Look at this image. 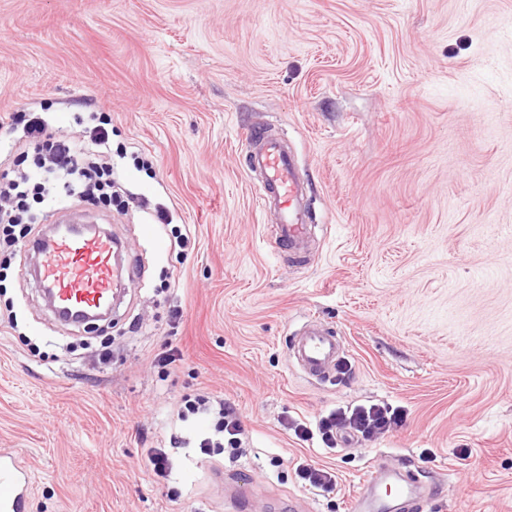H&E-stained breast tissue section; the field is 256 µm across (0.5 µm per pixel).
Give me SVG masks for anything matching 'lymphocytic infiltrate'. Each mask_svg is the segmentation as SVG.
<instances>
[{"label":"lymphocytic infiltrate","instance_id":"lymphocytic-infiltrate-1","mask_svg":"<svg viewBox=\"0 0 512 512\" xmlns=\"http://www.w3.org/2000/svg\"><path fill=\"white\" fill-rule=\"evenodd\" d=\"M33 149V165L15 179L0 186V245L13 251L27 243L35 217L32 204L49 210L59 202L73 199L93 204L112 200V165L106 161L109 148L110 118H100L90 131L89 142L53 137L44 120L20 112L14 117ZM191 414L213 415L214 437L201 440V448H220L237 444L241 431L235 410L207 397L187 402Z\"/></svg>","mask_w":512,"mask_h":512}]
</instances>
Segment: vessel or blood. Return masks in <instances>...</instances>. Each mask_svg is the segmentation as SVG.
I'll list each match as a JSON object with an SVG mask.
<instances>
[{
	"instance_id": "obj_1",
	"label": "vessel or blood",
	"mask_w": 512,
	"mask_h": 512,
	"mask_svg": "<svg viewBox=\"0 0 512 512\" xmlns=\"http://www.w3.org/2000/svg\"><path fill=\"white\" fill-rule=\"evenodd\" d=\"M247 168L263 178L260 202L279 215L276 242L289 253L301 254L309 238L304 201L308 182L280 141L255 131ZM33 264L28 273L49 294L54 315H77L97 310L111 301L126 273L116 262L118 243L99 229L51 227L48 235L28 246ZM290 354L309 376L324 378L341 360L340 341L331 328L309 323L290 341ZM30 492L25 466L16 454L0 449V512H23Z\"/></svg>"
}]
</instances>
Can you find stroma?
Segmentation results:
<instances>
[{
    "instance_id": "35a3bbf8",
    "label": "stroma",
    "mask_w": 512,
    "mask_h": 512,
    "mask_svg": "<svg viewBox=\"0 0 512 512\" xmlns=\"http://www.w3.org/2000/svg\"><path fill=\"white\" fill-rule=\"evenodd\" d=\"M23 111L68 137L110 113L124 204L63 213L134 270L92 326L58 322L19 263L0 280L26 512H349L379 455L423 486L417 512H512V0H0V124ZM253 128L312 183L305 261L259 205ZM310 319L345 346L325 381L288 355ZM199 394L235 408L239 452L199 453L213 417L177 418ZM373 404L402 423L294 432Z\"/></svg>"
}]
</instances>
